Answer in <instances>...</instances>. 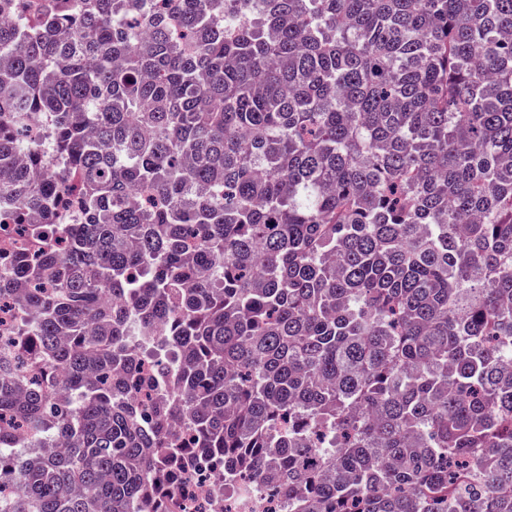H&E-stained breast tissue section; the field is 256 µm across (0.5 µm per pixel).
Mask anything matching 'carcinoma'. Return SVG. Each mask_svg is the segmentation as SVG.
<instances>
[{
  "mask_svg": "<svg viewBox=\"0 0 512 512\" xmlns=\"http://www.w3.org/2000/svg\"><path fill=\"white\" fill-rule=\"evenodd\" d=\"M1 202L0 512H512V0H0ZM15 224H2L0 226V275L2 272H8L10 265L5 263L12 255V250L17 246L18 236L15 232ZM217 466L214 471L209 468L200 469V482L187 487L181 485L179 493L178 512H223L224 509L231 512H267L278 511L277 501L271 500L269 493L260 491L253 486L247 494L228 495H207L201 492L202 489L211 488L217 484Z\"/></svg>",
  "mask_w": 512,
  "mask_h": 512,
  "instance_id": "1",
  "label": "carcinoma"
}]
</instances>
